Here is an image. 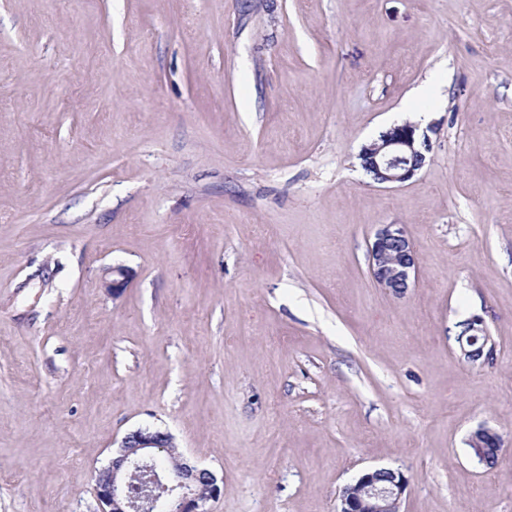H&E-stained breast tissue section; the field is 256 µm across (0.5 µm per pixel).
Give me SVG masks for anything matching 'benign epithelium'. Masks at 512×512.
I'll return each instance as SVG.
<instances>
[{"mask_svg":"<svg viewBox=\"0 0 512 512\" xmlns=\"http://www.w3.org/2000/svg\"><path fill=\"white\" fill-rule=\"evenodd\" d=\"M427 142L414 124L394 126L363 146L361 166L372 172L377 184L404 183L425 165ZM369 266L373 281L385 292L399 298L408 293L416 275V253L402 225H380L369 247ZM111 274L104 287L117 294L126 286L129 272L116 266ZM466 327L472 338L460 344L464 358L476 362L490 356L494 347L474 344V337L486 333L482 318H469ZM172 444L166 431L140 428L128 433L118 456L96 475L100 512H207V503L220 492L213 471L191 465L181 455L156 470L158 452ZM407 485L408 478L400 471L368 470L343 489L336 512H399Z\"/></svg>","mask_w":512,"mask_h":512,"instance_id":"benign-epithelium-1","label":"benign epithelium"}]
</instances>
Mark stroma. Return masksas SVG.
<instances>
[{"label": "stroma", "mask_w": 512, "mask_h": 512, "mask_svg": "<svg viewBox=\"0 0 512 512\" xmlns=\"http://www.w3.org/2000/svg\"><path fill=\"white\" fill-rule=\"evenodd\" d=\"M405 122L427 163L376 184ZM140 428L221 477L208 512H336L381 467L401 512H512V0H0V512H99ZM427 142L426 135H421L414 124L394 126L363 146L359 154L361 166L372 172L377 184L404 183L425 165ZM373 281L394 297H404L414 283L416 253L400 224H382L369 247Z\"/></svg>", "instance_id": "obj_1"}]
</instances>
